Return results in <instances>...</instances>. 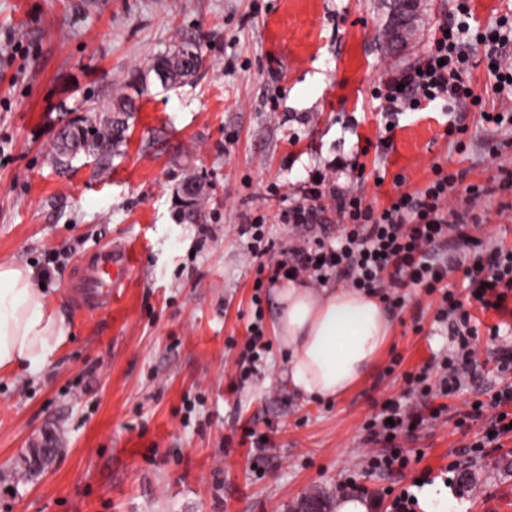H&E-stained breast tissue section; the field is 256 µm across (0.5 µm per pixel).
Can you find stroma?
<instances>
[{
	"label": "stroma",
	"instance_id": "1",
	"mask_svg": "<svg viewBox=\"0 0 512 512\" xmlns=\"http://www.w3.org/2000/svg\"><path fill=\"white\" fill-rule=\"evenodd\" d=\"M389 0H0V261L42 272L72 328L36 375L0 372V512H301L320 492L343 494L356 476L374 497L392 477L366 469L373 445L363 426L387 399H402L404 375L439 374L451 346L435 322L437 296L403 289L393 334L346 395L313 401L290 387L273 332V288L263 294L269 354L252 379L237 359L253 313L255 269L242 225L266 224L278 245L302 233L281 213L303 199L310 176L335 168L340 184L384 205L403 175L425 187L432 167L466 171L494 186L512 169V127L482 123L476 108L438 100L406 111L381 151L374 91L422 62L459 0H421L415 33L392 48L381 36ZM200 42L203 65L176 88L147 67L184 39ZM467 84L489 106L496 91L483 50ZM121 94L136 110L107 173L78 156L56 167L60 129L106 113ZM464 129L448 136V119ZM510 148L489 155L492 141ZM384 184H377V177ZM199 178L202 196L183 200ZM200 209L202 222L187 217ZM476 237L512 246V195L475 205ZM134 245L142 262L111 312L81 308L73 287L106 245ZM480 364L455 396L432 398L438 418L403 440L414 470L446 484L455 512H512V435L471 458L464 447L482 422L456 426L465 402L489 400L497 315L480 317ZM53 431L59 451L38 482L16 480L30 444Z\"/></svg>",
	"mask_w": 512,
	"mask_h": 512
}]
</instances>
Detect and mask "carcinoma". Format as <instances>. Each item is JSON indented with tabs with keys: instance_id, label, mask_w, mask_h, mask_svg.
I'll return each mask as SVG.
<instances>
[{
	"instance_id": "carcinoma-1",
	"label": "carcinoma",
	"mask_w": 512,
	"mask_h": 512,
	"mask_svg": "<svg viewBox=\"0 0 512 512\" xmlns=\"http://www.w3.org/2000/svg\"><path fill=\"white\" fill-rule=\"evenodd\" d=\"M203 64L200 45L183 41L180 45L158 56L148 67L161 86L172 88L183 79L195 74ZM134 111L133 100L122 95L112 104V114L93 120V125L82 128H64V134L57 136L52 157L66 168L79 153L94 157L99 172L109 169L112 152L125 139L127 130L125 116Z\"/></svg>"
}]
</instances>
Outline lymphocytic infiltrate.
<instances>
[{
	"label": "lymphocytic infiltrate",
	"mask_w": 512,
	"mask_h": 512,
	"mask_svg": "<svg viewBox=\"0 0 512 512\" xmlns=\"http://www.w3.org/2000/svg\"><path fill=\"white\" fill-rule=\"evenodd\" d=\"M459 20L446 23L437 31L433 44L419 70L408 71L400 82H389L383 94L385 120L397 124L406 110H415L422 103L439 99L478 106L481 96L466 84L462 68L470 58L471 43L484 47V55L492 63V76L497 87H512V30L493 28L487 33L470 31L471 10L459 4ZM434 177L421 192H399L383 207L365 203L353 190L338 186L328 174L312 177L302 204L284 210V223L300 229L311 226L319 209L333 208L343 225L336 236H323L315 246L292 248L276 263H268L270 239L262 224H245L241 232L248 238V251L256 266L253 304H260V290L284 277H306L318 284L330 280L348 287L368 290L380 296L391 309L403 304L401 289L412 287L425 294H440L438 323L450 330L462 353L444 358L443 374L437 385H430L426 373L406 374L411 393L428 400L433 391L449 396L455 394L465 374L477 365V351L470 345L478 319L463 308L472 303L474 309L494 311L500 317H512V248L477 249L471 233L475 222L468 211L449 212L448 198L463 173L445 172L435 166ZM457 243L463 257L449 261L443 252L448 242ZM464 275L467 302H460L447 280L450 273ZM487 420L481 438L468 446L469 454L480 456L497 447L501 435L512 432V386L498 390L490 402L469 401L456 425ZM420 413L403 407L392 399L385 400L380 411L366 422L367 439L383 444L381 452L372 454L367 468L372 472L404 475L411 458L399 445V438L413 436L422 424Z\"/></svg>",
	"instance_id": "lymphocytic-infiltrate-1"
}]
</instances>
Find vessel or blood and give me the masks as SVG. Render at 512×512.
<instances>
[{
  "label": "vessel or blood",
  "instance_id": "1",
  "mask_svg": "<svg viewBox=\"0 0 512 512\" xmlns=\"http://www.w3.org/2000/svg\"><path fill=\"white\" fill-rule=\"evenodd\" d=\"M137 264L138 254L133 246L102 247L83 278L84 299L93 309L110 310L113 296L129 280Z\"/></svg>",
  "mask_w": 512,
  "mask_h": 512
}]
</instances>
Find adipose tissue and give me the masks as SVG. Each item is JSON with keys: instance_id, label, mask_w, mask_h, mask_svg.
I'll use <instances>...</instances> for the list:
<instances>
[{"instance_id": "adipose-tissue-1", "label": "adipose tissue", "mask_w": 512, "mask_h": 512, "mask_svg": "<svg viewBox=\"0 0 512 512\" xmlns=\"http://www.w3.org/2000/svg\"><path fill=\"white\" fill-rule=\"evenodd\" d=\"M274 300V333L288 352V382L312 400H333L353 389L392 334L380 300L352 288H314L284 279ZM70 335L66 316L35 284L32 269L1 261L0 371L46 364Z\"/></svg>"}]
</instances>
